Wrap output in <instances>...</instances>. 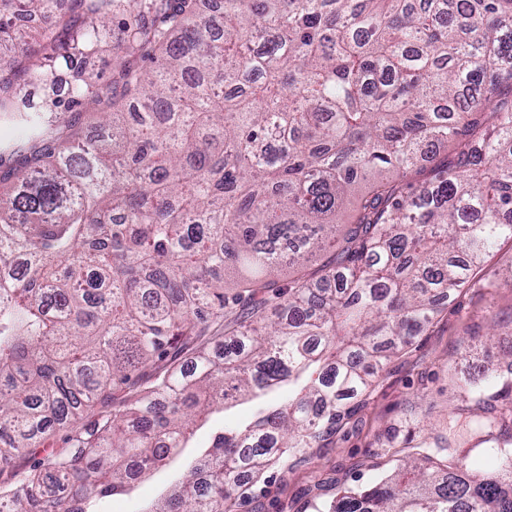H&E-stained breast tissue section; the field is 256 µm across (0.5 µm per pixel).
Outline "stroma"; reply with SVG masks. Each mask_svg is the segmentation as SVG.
Wrapping results in <instances>:
<instances>
[{
  "label": "stroma",
  "mask_w": 512,
  "mask_h": 512,
  "mask_svg": "<svg viewBox=\"0 0 512 512\" xmlns=\"http://www.w3.org/2000/svg\"><path fill=\"white\" fill-rule=\"evenodd\" d=\"M511 356L512 242L504 240L474 287L452 297L411 350L392 360L340 432L289 467L268 469L239 512H321L338 488L372 485L412 449L447 435L449 413L471 420L466 380L496 391L499 365ZM171 471L153 470L132 495L98 503V512H139L165 492Z\"/></svg>",
  "instance_id": "1"
}]
</instances>
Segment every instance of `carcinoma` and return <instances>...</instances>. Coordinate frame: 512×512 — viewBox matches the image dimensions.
I'll return each instance as SVG.
<instances>
[{
    "label": "carcinoma",
    "instance_id": "cac0c4a2",
    "mask_svg": "<svg viewBox=\"0 0 512 512\" xmlns=\"http://www.w3.org/2000/svg\"><path fill=\"white\" fill-rule=\"evenodd\" d=\"M205 2L0 0L4 512L128 495L242 398L144 510L235 512L512 241V0ZM504 431L493 471L438 437L328 512H512ZM253 407L251 405H242L237 408L224 413H217L213 415L212 421L208 427H205L197 432L195 437L190 441L189 448H184L180 460L184 458L191 459L197 455L199 448H204L208 445L210 434L213 428L222 427L225 425H234L249 419L252 415Z\"/></svg>",
    "mask_w": 512,
    "mask_h": 512
}]
</instances>
